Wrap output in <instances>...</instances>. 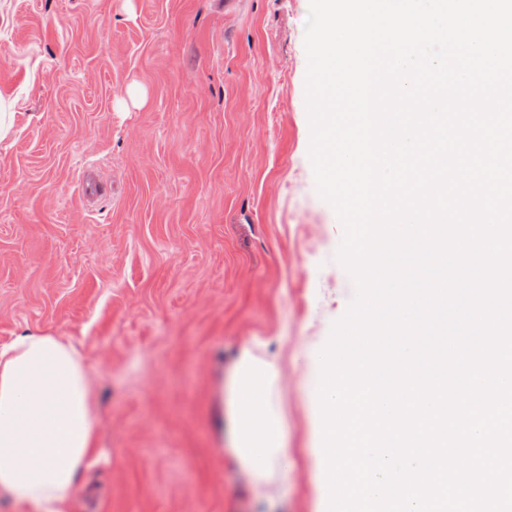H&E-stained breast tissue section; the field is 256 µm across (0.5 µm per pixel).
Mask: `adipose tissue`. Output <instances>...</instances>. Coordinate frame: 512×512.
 Segmentation results:
<instances>
[{
  "mask_svg": "<svg viewBox=\"0 0 512 512\" xmlns=\"http://www.w3.org/2000/svg\"><path fill=\"white\" fill-rule=\"evenodd\" d=\"M275 360L243 350L226 382L228 452L253 487L288 466ZM98 408L79 342L51 333L0 347V491L28 512H70L94 459Z\"/></svg>",
  "mask_w": 512,
  "mask_h": 512,
  "instance_id": "obj_1",
  "label": "adipose tissue"
}]
</instances>
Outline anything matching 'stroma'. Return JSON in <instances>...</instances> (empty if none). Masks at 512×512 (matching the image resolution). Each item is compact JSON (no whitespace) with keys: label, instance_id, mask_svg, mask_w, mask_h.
Listing matches in <instances>:
<instances>
[{"label":"stroma","instance_id":"stroma-1","mask_svg":"<svg viewBox=\"0 0 512 512\" xmlns=\"http://www.w3.org/2000/svg\"><path fill=\"white\" fill-rule=\"evenodd\" d=\"M308 15L0 0V345H83L99 454L71 512H319L306 378L353 293L308 155ZM246 347L278 355L288 405L290 467L260 493L220 430Z\"/></svg>","mask_w":512,"mask_h":512}]
</instances>
